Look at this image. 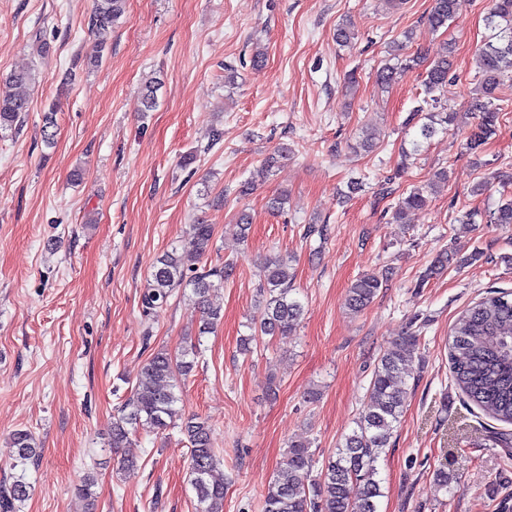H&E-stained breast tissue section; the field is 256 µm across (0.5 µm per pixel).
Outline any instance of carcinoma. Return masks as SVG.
<instances>
[{
  "mask_svg": "<svg viewBox=\"0 0 512 512\" xmlns=\"http://www.w3.org/2000/svg\"><path fill=\"white\" fill-rule=\"evenodd\" d=\"M456 0H433L428 22L434 28L448 25L455 13ZM126 0H95L90 16L91 28L98 36L95 58L104 50L106 36L114 22L125 13ZM489 31L478 49L480 79L469 108L479 113V121L470 133L467 148L478 150L497 131L499 107L494 103L497 84L512 75V0H498L485 17ZM418 55L407 56L377 72V83L389 87L407 72L421 66ZM453 76V60L448 49L436 56L425 70L424 97L413 108L410 120L425 119L419 126L427 140L438 131H448L454 113L442 103L439 92ZM34 80L30 71H14L0 80V130H12L28 111L27 89ZM161 82L145 83L143 102L152 110ZM57 106L45 113L42 126L44 143L55 144ZM447 180V171H438L423 187H415L398 200L395 219L407 209L423 208L428 191ZM494 224H512V196L501 198L490 213ZM194 251L173 246L156 258L151 267L141 304L152 309L178 292L188 297L200 312L197 331L184 337L175 352L159 350L144 365L131 395L112 419L108 447H125L131 433L139 428L161 431L179 428L190 444L188 482L195 492L194 512H224L225 479L218 476L224 455L214 447L208 421L197 414H184L177 407V390L192 373L201 353L202 338L216 332L221 323V308L211 301V292L224 285L233 274L226 264L198 271L197 265L211 250L214 225L198 222L189 225ZM295 275L288 258L275 255L264 259L259 272L260 336H287L304 316V305L294 297ZM383 286L377 273L357 277L348 288L347 307L364 310ZM420 337L414 333L399 337L380 358L370 380L367 402L355 427L343 436L328 457L320 477L311 478L314 453L306 443L293 441L277 467L264 496L263 512H378L383 496L378 462L391 445L393 432L404 409L401 389L403 362L418 348ZM451 369L456 386L468 401L490 417L512 424V294L492 291L465 310L456 320L449 341ZM17 448L13 468L20 474L10 485L0 486V512H15L16 503L29 494L24 481L26 470L39 461V444L33 434L18 430L12 435Z\"/></svg>",
  "mask_w": 512,
  "mask_h": 512,
  "instance_id": "1",
  "label": "carcinoma"
}]
</instances>
